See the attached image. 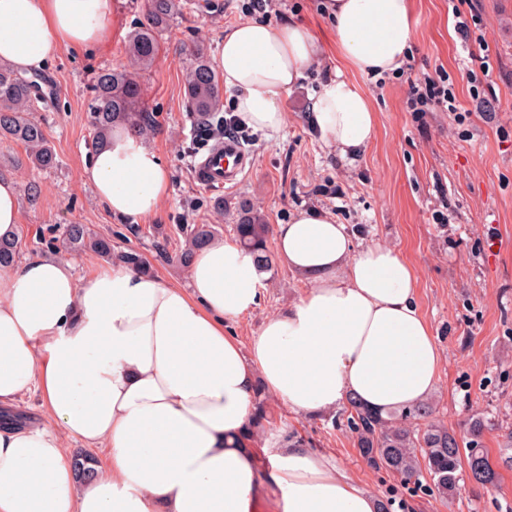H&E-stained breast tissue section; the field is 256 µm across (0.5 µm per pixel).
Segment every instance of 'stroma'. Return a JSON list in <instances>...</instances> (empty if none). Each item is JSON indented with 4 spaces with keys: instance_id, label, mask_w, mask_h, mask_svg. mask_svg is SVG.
<instances>
[{
    "instance_id": "obj_1",
    "label": "stroma",
    "mask_w": 512,
    "mask_h": 512,
    "mask_svg": "<svg viewBox=\"0 0 512 512\" xmlns=\"http://www.w3.org/2000/svg\"><path fill=\"white\" fill-rule=\"evenodd\" d=\"M186 2L162 34L159 58L141 77L145 107L157 118L146 140L170 172L169 194L159 212L139 224L122 223L81 180L95 150L87 119L92 80L102 68H127V36L148 8L147 0H114L106 45L91 53L62 50L45 72L53 101L34 117L54 147L56 168L33 167L21 143L0 139V175L18 183L22 259L47 255L39 239L49 228L84 224L113 237L117 250L139 251L158 276L183 284L186 270L175 259L184 244L181 225L210 224L217 241H230L235 204L242 198L271 225L287 223L305 209L330 212L357 242L393 246L414 267L417 304L443 352L430 395L435 417L458 433L471 418L492 421L484 446L499 478L492 486L464 480L451 501L425 495L390 471L369 468L335 413L304 418L272 396L267 403L274 420L255 435V445L283 433L299 436L308 448L332 455L378 499L391 500V512H512V467L501 462L503 435L512 429V0H473L460 7V15L473 10L480 15L493 61L491 84L472 85L469 73L478 67L479 45L460 39L458 15L448 0H415L413 48L400 71L378 79L351 76L378 114L376 135L355 165L337 162L306 120L310 95L336 65L329 57L283 96L288 125L282 132L269 138L244 129L241 140L253 167L236 188L224 190L194 179L186 50L199 44L214 55L225 29L252 16V0ZM320 4L273 0L272 8L276 19L300 17L326 40L333 27ZM442 71L449 75L455 111H412V80ZM33 186L39 191L34 205L28 201ZM263 279L257 307L229 326L244 343L269 315L310 286L278 260Z\"/></svg>"
}]
</instances>
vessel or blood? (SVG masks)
Returning <instances> with one entry per match:
<instances>
[{
	"instance_id": "obj_1",
	"label": "vessel or blood",
	"mask_w": 512,
	"mask_h": 512,
	"mask_svg": "<svg viewBox=\"0 0 512 512\" xmlns=\"http://www.w3.org/2000/svg\"><path fill=\"white\" fill-rule=\"evenodd\" d=\"M250 155L234 140H221L209 146L194 166L197 182L209 188L236 187L250 165Z\"/></svg>"
}]
</instances>
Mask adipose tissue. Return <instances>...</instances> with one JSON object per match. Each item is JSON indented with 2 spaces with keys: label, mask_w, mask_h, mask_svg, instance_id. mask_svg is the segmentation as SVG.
Returning <instances> with one entry per match:
<instances>
[{
  "label": "adipose tissue",
  "mask_w": 512,
  "mask_h": 512,
  "mask_svg": "<svg viewBox=\"0 0 512 512\" xmlns=\"http://www.w3.org/2000/svg\"><path fill=\"white\" fill-rule=\"evenodd\" d=\"M331 42L303 23L248 18L226 28L213 64L239 124L266 136L288 123L283 95L328 55L343 64L312 95L307 122L345 163L373 140V104L347 78L392 74L414 39L413 0H325ZM112 0H0V61L34 75L64 49L102 46ZM81 177L127 224L154 216L168 170L119 126ZM276 255L310 279L249 345L225 330L264 284L254 254L200 250L187 285L121 261L78 282L63 257L0 269V410L39 393L38 425H0V512H379L380 502L325 453L280 437L236 445L258 389L301 416L356 400L386 414L423 401L443 357L417 302L418 277L387 244L361 245L322 210L275 228ZM108 464L78 482L69 444Z\"/></svg>",
  "instance_id": "1"
}]
</instances>
